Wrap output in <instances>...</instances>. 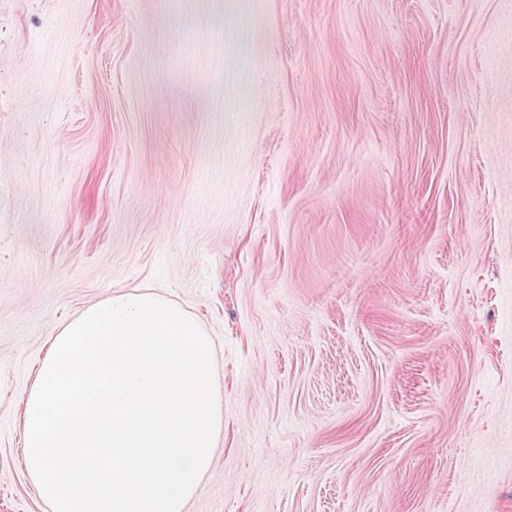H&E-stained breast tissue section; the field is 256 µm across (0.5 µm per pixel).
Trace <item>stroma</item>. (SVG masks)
<instances>
[{
	"label": "stroma",
	"mask_w": 512,
	"mask_h": 512,
	"mask_svg": "<svg viewBox=\"0 0 512 512\" xmlns=\"http://www.w3.org/2000/svg\"><path fill=\"white\" fill-rule=\"evenodd\" d=\"M134 287L215 346L185 512H512V0H0V512Z\"/></svg>",
	"instance_id": "stroma-1"
}]
</instances>
